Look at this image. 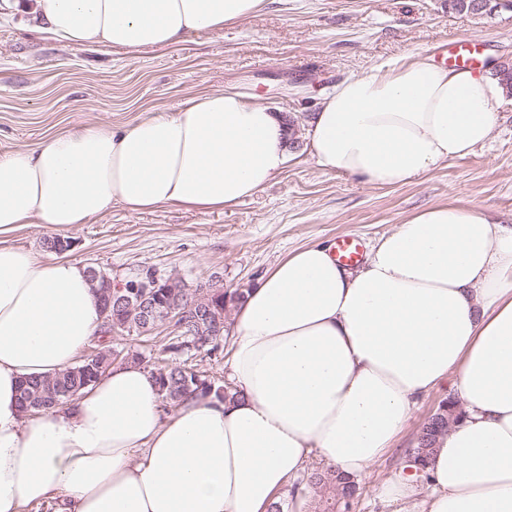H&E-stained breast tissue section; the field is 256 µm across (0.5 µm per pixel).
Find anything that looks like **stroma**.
<instances>
[{
    "label": "stroma",
    "instance_id": "1",
    "mask_svg": "<svg viewBox=\"0 0 512 512\" xmlns=\"http://www.w3.org/2000/svg\"><path fill=\"white\" fill-rule=\"evenodd\" d=\"M34 4L0 0V153L79 124H128L143 110L172 111L227 86L260 94L302 122L347 77L418 54L445 60L450 42L463 36L480 37L485 64L512 61V9L467 16L450 11L448 0H269L255 17L145 50L57 43L40 31ZM296 138L287 168L234 207L133 213L116 206L65 231L66 259L116 280L151 268L189 288L216 276L227 288H251L299 246L358 236L370 248L406 216L438 203L512 225L511 102L484 145L401 186L322 172L304 132ZM450 394L445 385L418 402L393 450L360 480L352 512H384L376 488L404 466L420 427Z\"/></svg>",
    "mask_w": 512,
    "mask_h": 512
}]
</instances>
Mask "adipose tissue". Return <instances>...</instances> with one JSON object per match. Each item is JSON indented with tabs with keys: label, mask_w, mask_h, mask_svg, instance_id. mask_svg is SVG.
<instances>
[{
	"label": "adipose tissue",
	"mask_w": 512,
	"mask_h": 512,
	"mask_svg": "<svg viewBox=\"0 0 512 512\" xmlns=\"http://www.w3.org/2000/svg\"><path fill=\"white\" fill-rule=\"evenodd\" d=\"M267 0H36L68 46L164 48L255 16ZM502 89L489 73L418 55L325 94L307 141L327 173L410 182L491 136ZM288 133L255 95L227 88L134 123L80 125L0 153V512H268L306 504L307 466L353 479L392 448L424 396L449 385L465 416L425 477L401 473L388 512H512V226L441 203L404 219L356 271L322 242L270 268L235 311L230 395L166 412L140 365L112 367L71 404L24 415L19 386L75 364L102 316L79 262L10 244L121 206L221 211L291 160Z\"/></svg>",
	"instance_id": "obj_1"
}]
</instances>
